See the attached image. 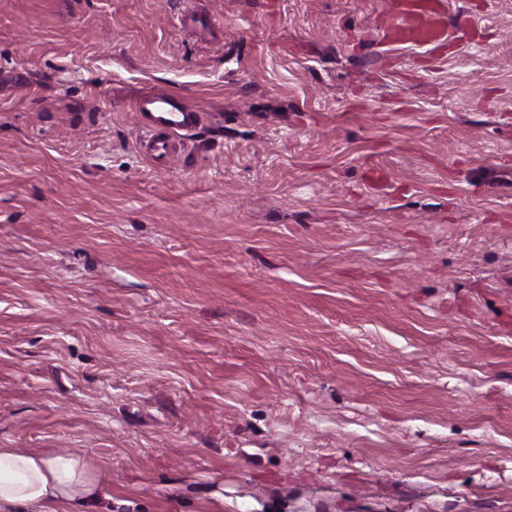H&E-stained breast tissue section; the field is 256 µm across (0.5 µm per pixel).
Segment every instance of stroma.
I'll return each mask as SVG.
<instances>
[{
  "mask_svg": "<svg viewBox=\"0 0 512 512\" xmlns=\"http://www.w3.org/2000/svg\"><path fill=\"white\" fill-rule=\"evenodd\" d=\"M195 2L0 0V448L91 512H512V0L435 62L393 0ZM134 109L143 123L156 132L142 146L151 163L157 166L167 164L176 141L188 136L198 123L197 112L177 95L145 90L137 96Z\"/></svg>",
  "mask_w": 512,
  "mask_h": 512,
  "instance_id": "1",
  "label": "stroma"
}]
</instances>
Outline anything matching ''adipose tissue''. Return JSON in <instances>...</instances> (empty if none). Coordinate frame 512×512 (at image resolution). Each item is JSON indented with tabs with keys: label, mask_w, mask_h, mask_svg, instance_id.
Segmentation results:
<instances>
[{
	"label": "adipose tissue",
	"mask_w": 512,
	"mask_h": 512,
	"mask_svg": "<svg viewBox=\"0 0 512 512\" xmlns=\"http://www.w3.org/2000/svg\"><path fill=\"white\" fill-rule=\"evenodd\" d=\"M99 490L80 452L0 448V512H88Z\"/></svg>",
	"instance_id": "obj_1"
}]
</instances>
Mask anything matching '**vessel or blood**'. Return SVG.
Listing matches in <instances>:
<instances>
[{"label": "vessel or blood", "mask_w": 512, "mask_h": 512, "mask_svg": "<svg viewBox=\"0 0 512 512\" xmlns=\"http://www.w3.org/2000/svg\"><path fill=\"white\" fill-rule=\"evenodd\" d=\"M447 0H395L378 41L383 52L408 47L443 48L448 40ZM134 109L153 136L143 146L152 164H166L177 141L188 136L198 123L196 112L172 94L142 91Z\"/></svg>", "instance_id": "vessel-or-blood-1"}]
</instances>
